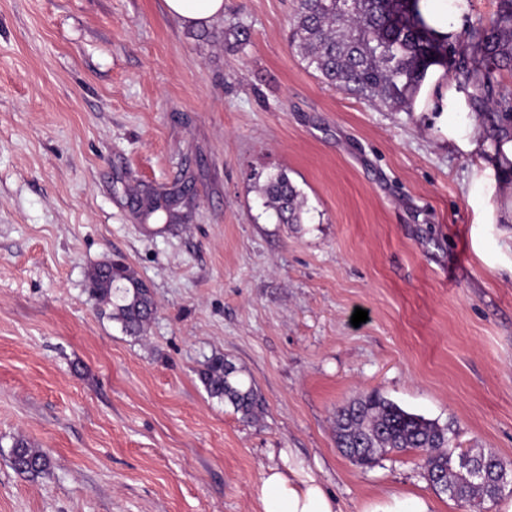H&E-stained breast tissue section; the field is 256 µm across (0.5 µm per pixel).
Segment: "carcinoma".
Instances as JSON below:
<instances>
[{"label":"carcinoma","instance_id":"1","mask_svg":"<svg viewBox=\"0 0 512 512\" xmlns=\"http://www.w3.org/2000/svg\"><path fill=\"white\" fill-rule=\"evenodd\" d=\"M472 55L455 59L453 35L440 40L426 25L419 0H296L291 44L307 67L323 82L390 111L406 112L413 94L432 66L454 72L456 80L475 90V105L483 110L489 136L498 153L512 141V93L499 90L497 76L512 69V0H499L495 15L469 23L466 31ZM242 49L250 39L240 22L224 31ZM266 207L280 224L301 223L300 191L285 172L266 176L262 186ZM89 291L112 318L131 334L141 333L155 312L146 287L125 266L112 274V284L99 272L89 276ZM200 380L213 398L230 403L244 419L255 417L261 404L252 386L238 378L236 368L222 357L209 360ZM336 444L354 462L369 466L379 457L407 449L422 451L425 478L449 498L481 506L512 493V480L501 484L471 477L461 462H452L448 429L410 413L378 393L336 410ZM472 466L512 473V460L481 448L468 450ZM13 468L31 477L50 469L47 454L16 440L10 452Z\"/></svg>","mask_w":512,"mask_h":512}]
</instances>
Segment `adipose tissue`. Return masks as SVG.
Segmentation results:
<instances>
[{
	"label": "adipose tissue",
	"mask_w": 512,
	"mask_h": 512,
	"mask_svg": "<svg viewBox=\"0 0 512 512\" xmlns=\"http://www.w3.org/2000/svg\"><path fill=\"white\" fill-rule=\"evenodd\" d=\"M166 12L181 24L204 27L224 14V0H164ZM426 24L438 35H446L466 11L465 0H420ZM278 466L263 472L256 490L261 512H340L313 472L292 459L280 456Z\"/></svg>",
	"instance_id": "ef3b65f1"
}]
</instances>
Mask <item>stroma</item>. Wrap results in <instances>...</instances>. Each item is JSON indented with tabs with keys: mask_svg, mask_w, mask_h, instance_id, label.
<instances>
[{
	"mask_svg": "<svg viewBox=\"0 0 512 512\" xmlns=\"http://www.w3.org/2000/svg\"><path fill=\"white\" fill-rule=\"evenodd\" d=\"M294 8L224 0L194 29L163 0H0V512H259L285 449L342 512H468L419 451L337 448V407L374 391L512 459V170L443 67L407 112L327 86ZM278 171L301 223L264 205ZM118 256L156 303L136 336L87 288ZM216 355L257 417L205 391ZM18 438L49 475L11 467Z\"/></svg>",
	"mask_w": 512,
	"mask_h": 512,
	"instance_id": "obj_1",
	"label": "stroma"
}]
</instances>
